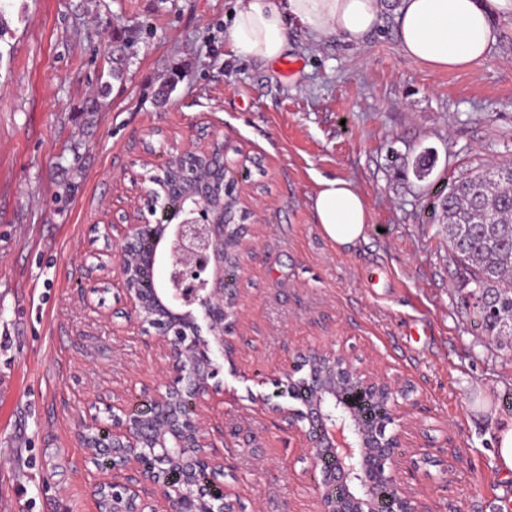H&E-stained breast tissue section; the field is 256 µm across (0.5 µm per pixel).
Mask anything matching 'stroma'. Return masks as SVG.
<instances>
[{
  "label": "stroma",
  "mask_w": 512,
  "mask_h": 512,
  "mask_svg": "<svg viewBox=\"0 0 512 512\" xmlns=\"http://www.w3.org/2000/svg\"><path fill=\"white\" fill-rule=\"evenodd\" d=\"M236 0H10L0 36V512H96L76 433L148 401L168 360L124 312L104 224L142 159L218 136L235 174L237 272L222 401L207 410L239 512H318L310 453L263 407L298 349L332 343L409 391L399 477L429 512H512L494 435L512 423V338L473 323L463 272L426 205L467 170L512 160V31L482 63L437 71L401 54L394 10L360 46L289 24L283 62L224 37ZM135 56L98 106L112 49ZM176 84L166 104L155 94ZM433 152L430 175L414 163ZM353 182L366 239L317 224L323 178Z\"/></svg>",
  "instance_id": "obj_1"
}]
</instances>
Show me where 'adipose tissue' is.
<instances>
[{"mask_svg": "<svg viewBox=\"0 0 512 512\" xmlns=\"http://www.w3.org/2000/svg\"><path fill=\"white\" fill-rule=\"evenodd\" d=\"M384 0H237L226 39L244 58L269 63L288 49V21L314 39L338 36L358 45L382 22ZM512 21V0H399L396 31L403 56L433 69L483 62ZM316 221L340 247L356 246L369 220L366 201L343 178L323 179L313 196Z\"/></svg>", "mask_w": 512, "mask_h": 512, "instance_id": "obj_1", "label": "adipose tissue"}]
</instances>
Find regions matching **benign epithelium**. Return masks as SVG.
<instances>
[{
    "instance_id": "1",
    "label": "benign epithelium",
    "mask_w": 512,
    "mask_h": 512,
    "mask_svg": "<svg viewBox=\"0 0 512 512\" xmlns=\"http://www.w3.org/2000/svg\"><path fill=\"white\" fill-rule=\"evenodd\" d=\"M152 183L134 197L123 224L107 229L130 317L147 332L154 329L169 357L170 371L150 399L163 412L160 420L142 410L112 405V427L96 418L81 423L77 440L91 454L97 473L91 497L98 512H237V501L224 482V457L198 409L224 395L210 383L218 373L214 357L230 356L224 338L235 315L237 297L224 287V271L241 268L244 231L231 223L232 196L224 146L213 140L200 147L189 142L172 155ZM178 199L184 218L177 224H153L160 204ZM151 227L150 244L143 230ZM154 288H140L146 273ZM203 311L209 338L201 337L194 309ZM295 367L307 395L301 407L273 404L271 411L306 439L313 467L322 474L320 512H380V484L392 491L391 512H422L411 492L396 480L400 436L387 427L404 425L396 381L363 368L331 345L309 346L297 353ZM383 406L380 422L370 427L352 410L351 387Z\"/></svg>"
}]
</instances>
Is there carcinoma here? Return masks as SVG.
Returning a JSON list of instances; mask_svg holds the SVG:
<instances>
[{"instance_id": "1", "label": "carcinoma", "mask_w": 512, "mask_h": 512, "mask_svg": "<svg viewBox=\"0 0 512 512\" xmlns=\"http://www.w3.org/2000/svg\"><path fill=\"white\" fill-rule=\"evenodd\" d=\"M446 225L454 261L467 273L474 323L487 336H512V162L470 171L427 206Z\"/></svg>"}]
</instances>
